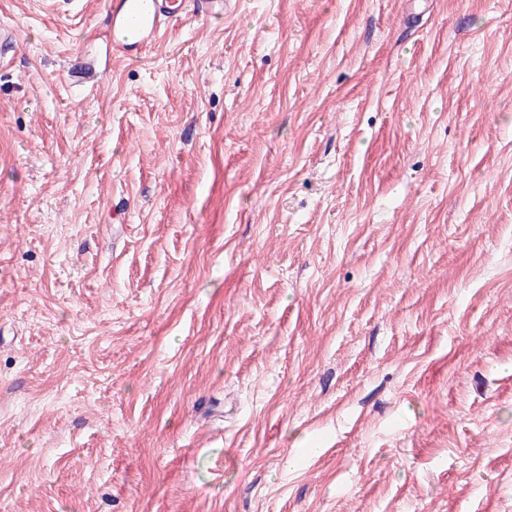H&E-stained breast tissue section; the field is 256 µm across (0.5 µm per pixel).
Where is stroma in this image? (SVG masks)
Returning <instances> with one entry per match:
<instances>
[{"label":"stroma","mask_w":512,"mask_h":512,"mask_svg":"<svg viewBox=\"0 0 512 512\" xmlns=\"http://www.w3.org/2000/svg\"><path fill=\"white\" fill-rule=\"evenodd\" d=\"M111 9L0 0V512H512V0ZM108 38L112 47L127 51L159 38L164 27L185 15L189 5L203 18L217 17L231 10V0H114ZM189 3V4H188Z\"/></svg>","instance_id":"obj_1"}]
</instances>
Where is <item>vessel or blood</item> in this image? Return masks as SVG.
Instances as JSON below:
<instances>
[{"label":"vessel or blood","instance_id":"1","mask_svg":"<svg viewBox=\"0 0 512 512\" xmlns=\"http://www.w3.org/2000/svg\"><path fill=\"white\" fill-rule=\"evenodd\" d=\"M230 0H115L110 34L112 46L129 50L159 38L164 27L181 19L186 9L208 18L226 14Z\"/></svg>","mask_w":512,"mask_h":512}]
</instances>
